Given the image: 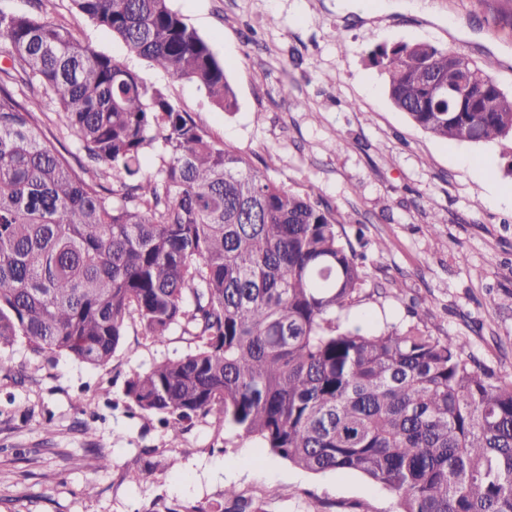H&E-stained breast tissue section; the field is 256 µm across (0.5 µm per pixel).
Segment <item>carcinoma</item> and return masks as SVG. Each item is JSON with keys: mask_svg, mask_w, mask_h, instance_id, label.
Listing matches in <instances>:
<instances>
[{"mask_svg": "<svg viewBox=\"0 0 512 512\" xmlns=\"http://www.w3.org/2000/svg\"><path fill=\"white\" fill-rule=\"evenodd\" d=\"M127 51L234 112L224 63L170 0H72ZM0 348L105 366L129 324L193 349L126 382L173 440L198 419L313 474L367 477L393 512H512V378L472 365L464 343L414 325L363 332L337 315L365 273L315 190L275 182L216 141L164 91L67 27L0 9ZM391 103L431 136L512 143V95L476 61L431 43L370 52ZM470 75L468 101L429 83ZM42 89L107 187L42 134L20 92ZM161 148L160 164H145ZM156 512H267L225 488L217 505Z\"/></svg>", "mask_w": 512, "mask_h": 512, "instance_id": "cac0c4a2", "label": "carcinoma"}]
</instances>
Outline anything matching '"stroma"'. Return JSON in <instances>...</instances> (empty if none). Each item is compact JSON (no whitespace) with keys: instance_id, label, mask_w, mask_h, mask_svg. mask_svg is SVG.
Masks as SVG:
<instances>
[{"instance_id":"35a3bbf8","label":"stroma","mask_w":512,"mask_h":512,"mask_svg":"<svg viewBox=\"0 0 512 512\" xmlns=\"http://www.w3.org/2000/svg\"><path fill=\"white\" fill-rule=\"evenodd\" d=\"M171 0L224 62L238 108L211 105L197 84L129 54L71 0H43V16L165 90L219 141L263 161L276 182L315 187L348 237L366 241V282L341 322L373 331L427 315L431 335L457 336L469 358L512 376V157L501 145L436 139L389 101L368 58L375 45L429 42L490 57L512 94V0ZM446 223L433 225V213ZM443 248H436V239ZM389 242L378 252L376 240ZM130 325L111 361L92 367L37 354L25 341L0 350V512H151L154 502L219 501L225 487L268 512H393V494L354 474H310L240 438L195 422L179 444L125 395L127 380L185 355ZM111 458L99 468L98 454ZM178 454L180 462L168 467ZM94 493H86L87 484Z\"/></svg>"}]
</instances>
